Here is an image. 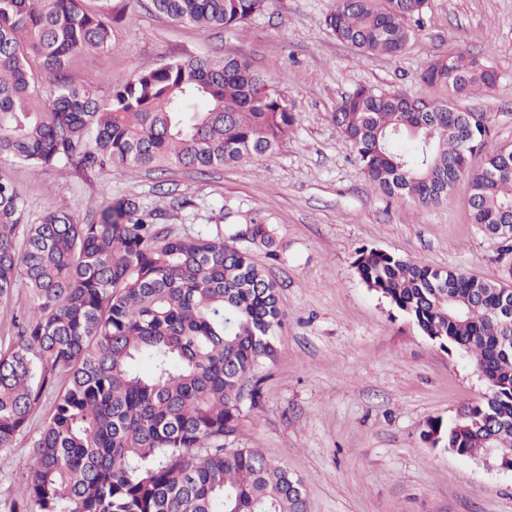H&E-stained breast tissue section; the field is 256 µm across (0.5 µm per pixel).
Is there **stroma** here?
I'll return each mask as SVG.
<instances>
[{"label": "stroma", "instance_id": "35a3bbf8", "mask_svg": "<svg viewBox=\"0 0 512 512\" xmlns=\"http://www.w3.org/2000/svg\"><path fill=\"white\" fill-rule=\"evenodd\" d=\"M111 3L127 7L111 50L71 60L83 84L105 92L174 58L239 55L287 98L296 125L273 154L205 172L131 174L115 165L86 177L69 167L34 173L0 164V178L18 186L30 218L56 207L90 222L104 198L135 197L150 208L167 192L188 202L164 221L180 234L260 213L274 225L282 256L271 262L256 246L251 254L277 282L285 318L276 359L257 372L260 403L241 404L237 446L258 449L301 479L307 512H512V471L422 437L427 420L449 421L462 404L480 400L485 381L354 268L359 250L377 248L505 282L512 277L502 242L473 224L468 178L436 205L387 196L331 119L341 97L360 86L445 100V90L421 79L430 61L477 57L497 71V82L456 104L491 117L484 147L469 158L470 169L481 170L490 153L512 146V0H427L422 27L395 57L360 52L325 29L336 0H272L230 30L173 21L151 0ZM54 400L44 395L13 446L0 449V512H13L28 493L30 452Z\"/></svg>", "mask_w": 512, "mask_h": 512}]
</instances>
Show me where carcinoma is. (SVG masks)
I'll return each mask as SVG.
<instances>
[{
    "label": "carcinoma",
    "instance_id": "obj_1",
    "mask_svg": "<svg viewBox=\"0 0 512 512\" xmlns=\"http://www.w3.org/2000/svg\"><path fill=\"white\" fill-rule=\"evenodd\" d=\"M197 26L233 28L270 0H152ZM427 0H336L322 24L357 50L394 57ZM120 14L86 0H0V162L83 174L222 168L272 154L295 114L243 56L170 60L103 97L75 81L71 58L107 50ZM56 78L39 100L38 74ZM448 100L411 110L400 93L359 87L332 119L371 183L428 206L448 198L482 148L490 116L460 120L453 99L489 90L496 72L463 54L421 74ZM473 223L512 243V150L470 177ZM135 197L107 198L87 223L50 208L31 224L20 191L0 179V304L19 285L33 307L0 351V448L12 447L32 409L68 384L30 453L26 499L13 512H306V489L286 466L235 445L243 380L277 356V283L250 246L279 258L259 214L229 233L174 235ZM368 288L441 347L471 357L484 398L423 436L461 456L512 458V288L473 273L358 251ZM149 364V371L140 364Z\"/></svg>",
    "mask_w": 512,
    "mask_h": 512
}]
</instances>
